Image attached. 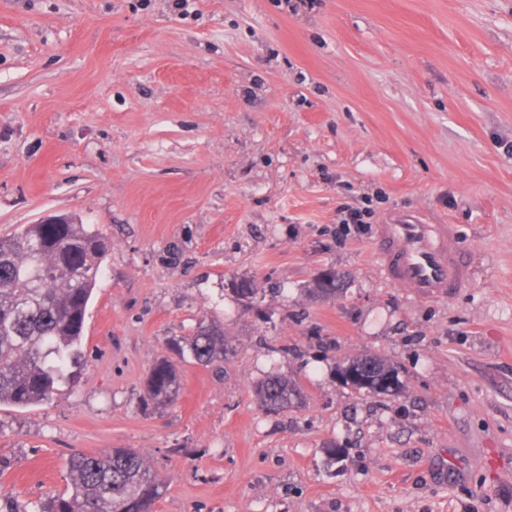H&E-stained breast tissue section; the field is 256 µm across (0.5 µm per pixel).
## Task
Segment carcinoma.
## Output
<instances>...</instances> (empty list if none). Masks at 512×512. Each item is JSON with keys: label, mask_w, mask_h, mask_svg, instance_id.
Segmentation results:
<instances>
[{"label": "carcinoma", "mask_w": 512, "mask_h": 512, "mask_svg": "<svg viewBox=\"0 0 512 512\" xmlns=\"http://www.w3.org/2000/svg\"><path fill=\"white\" fill-rule=\"evenodd\" d=\"M110 240L86 224H28L0 237V404L26 408L52 400L57 385L76 378L87 308L101 273ZM342 280L329 270L310 289L331 299ZM224 328L199 322L176 343L180 356L200 365L224 360ZM339 376L357 393L394 395L401 389L399 367L374 355L349 357ZM181 390L175 365L167 358L149 369L144 404H174ZM255 394L270 411L291 407L302 398L289 380L269 375ZM65 493L40 502L34 512H154L161 485L146 459L131 448L108 454L73 452Z\"/></svg>", "instance_id": "carcinoma-1"}]
</instances>
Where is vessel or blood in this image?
<instances>
[{"label": "vessel or blood", "mask_w": 512, "mask_h": 512, "mask_svg": "<svg viewBox=\"0 0 512 512\" xmlns=\"http://www.w3.org/2000/svg\"><path fill=\"white\" fill-rule=\"evenodd\" d=\"M376 254L395 284L423 299L454 295L471 280L455 225L427 222L419 211L388 214L377 227Z\"/></svg>", "instance_id": "vessel-or-blood-1"}]
</instances>
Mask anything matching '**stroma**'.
Segmentation results:
<instances>
[{"mask_svg": "<svg viewBox=\"0 0 512 512\" xmlns=\"http://www.w3.org/2000/svg\"><path fill=\"white\" fill-rule=\"evenodd\" d=\"M395 210L457 226L467 288L389 282ZM48 214L111 248L79 383L0 405V512L114 448L156 512H512V0H0V237ZM327 269L344 290L313 298ZM203 320L209 367L173 350ZM362 353L400 393L340 382ZM163 357L181 395L148 408ZM271 374L304 405L263 408ZM359 374L363 383L349 382L348 375ZM399 367L394 363L374 355L349 357L339 366V376L343 383L357 393L371 395H394L401 389Z\"/></svg>", "mask_w": 512, "mask_h": 512, "instance_id": "obj_1", "label": "stroma"}]
</instances>
